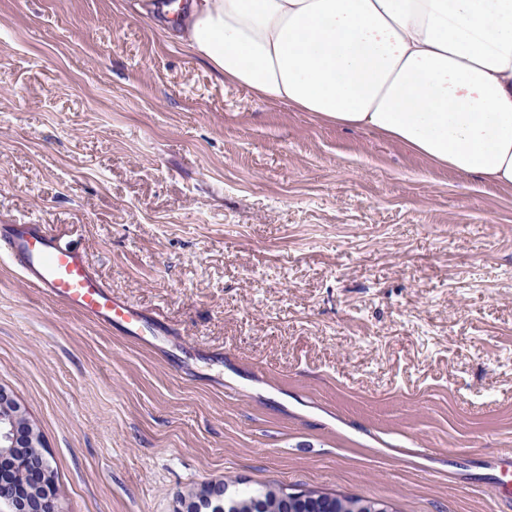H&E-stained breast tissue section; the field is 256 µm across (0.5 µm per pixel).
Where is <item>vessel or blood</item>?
Wrapping results in <instances>:
<instances>
[{"label":"vessel or blood","mask_w":512,"mask_h":512,"mask_svg":"<svg viewBox=\"0 0 512 512\" xmlns=\"http://www.w3.org/2000/svg\"><path fill=\"white\" fill-rule=\"evenodd\" d=\"M0 253L15 264L27 285L94 324L140 341L164 333L148 314L113 295L80 249L42 225L1 224Z\"/></svg>","instance_id":"b4317fda"}]
</instances>
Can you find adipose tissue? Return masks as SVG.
Wrapping results in <instances>:
<instances>
[{
	"label": "adipose tissue",
	"mask_w": 512,
	"mask_h": 512,
	"mask_svg": "<svg viewBox=\"0 0 512 512\" xmlns=\"http://www.w3.org/2000/svg\"><path fill=\"white\" fill-rule=\"evenodd\" d=\"M224 84L512 188V0H188Z\"/></svg>",
	"instance_id": "1"
}]
</instances>
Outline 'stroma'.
Masks as SVG:
<instances>
[{
    "label": "stroma",
    "mask_w": 512,
    "mask_h": 512,
    "mask_svg": "<svg viewBox=\"0 0 512 512\" xmlns=\"http://www.w3.org/2000/svg\"><path fill=\"white\" fill-rule=\"evenodd\" d=\"M155 2L0 0V224L175 332L98 326L0 258V385L65 512L230 478L507 512L483 462L512 448V191L224 85Z\"/></svg>",
    "instance_id": "1"
}]
</instances>
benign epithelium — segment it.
I'll use <instances>...</instances> for the list:
<instances>
[{
  "label": "benign epithelium",
  "mask_w": 512,
  "mask_h": 512,
  "mask_svg": "<svg viewBox=\"0 0 512 512\" xmlns=\"http://www.w3.org/2000/svg\"><path fill=\"white\" fill-rule=\"evenodd\" d=\"M0 446L6 448L0 458V500L10 505L12 512H63V507L54 483L49 480L46 467V452H41L39 460L29 471L30 485L21 488L5 476L4 457L9 448H38L39 436L26 408L14 394L0 386Z\"/></svg>",
  "instance_id": "1"
}]
</instances>
